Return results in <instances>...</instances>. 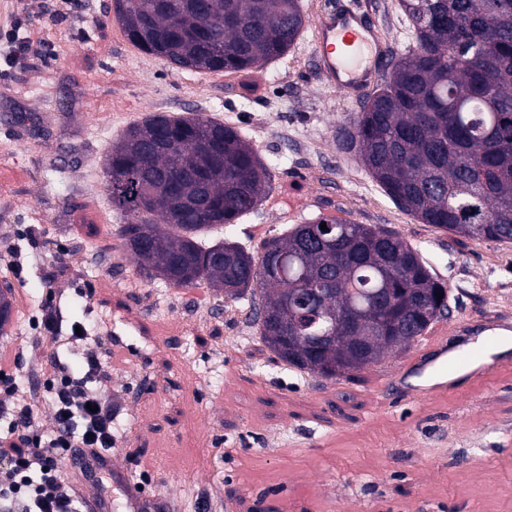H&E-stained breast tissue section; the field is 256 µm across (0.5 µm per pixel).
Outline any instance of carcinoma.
I'll return each mask as SVG.
<instances>
[{"instance_id": "cac0c4a2", "label": "carcinoma", "mask_w": 512, "mask_h": 512, "mask_svg": "<svg viewBox=\"0 0 512 512\" xmlns=\"http://www.w3.org/2000/svg\"><path fill=\"white\" fill-rule=\"evenodd\" d=\"M114 0L129 42L184 71L249 73L304 26L300 0ZM415 46L368 95L341 149L403 210L474 240L512 241V0H400ZM117 234L168 286L207 284L237 302L278 359L349 377L409 347L449 314L420 252L377 225L294 224L254 255L206 235L256 211L267 165L238 129L201 112L155 114L105 155ZM326 223V229L320 224ZM329 284L313 299L309 289ZM332 336L313 355L301 337Z\"/></svg>"}]
</instances>
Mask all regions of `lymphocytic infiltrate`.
<instances>
[{
    "mask_svg": "<svg viewBox=\"0 0 512 512\" xmlns=\"http://www.w3.org/2000/svg\"><path fill=\"white\" fill-rule=\"evenodd\" d=\"M31 22V16L20 17L0 32L1 66L12 70L26 63L32 52ZM99 344L87 332L70 334L68 348L80 353L74 374L57 359L47 361L44 397L54 420L51 433L41 431L29 408L0 402V417L8 421L0 431V496H10L8 512H81L60 462L82 461L87 448L108 455L116 445L115 409L97 388L111 376L110 365L97 352Z\"/></svg>",
    "mask_w": 512,
    "mask_h": 512,
    "instance_id": "obj_1",
    "label": "lymphocytic infiltrate"
}]
</instances>
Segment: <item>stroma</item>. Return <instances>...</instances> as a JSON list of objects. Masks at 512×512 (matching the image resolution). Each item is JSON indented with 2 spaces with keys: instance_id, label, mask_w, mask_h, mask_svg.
<instances>
[{
  "instance_id": "stroma-1",
  "label": "stroma",
  "mask_w": 512,
  "mask_h": 512,
  "mask_svg": "<svg viewBox=\"0 0 512 512\" xmlns=\"http://www.w3.org/2000/svg\"><path fill=\"white\" fill-rule=\"evenodd\" d=\"M38 2L0 0V30L34 17L25 66L0 73V250L23 266L18 276L0 265V289L28 297L12 308L20 331L0 344L20 365L47 360L56 350L37 320L48 304L104 337L112 455L131 472L130 483L106 485L112 512H131V483L169 512H512V364L427 398L388 388L420 347L475 349L493 315L512 317V242L453 234L399 208L337 145L359 98L314 70L310 21L324 7L355 5L390 56L408 54L414 40L399 0H301L296 43L249 75L172 69L127 40L112 0L78 12L49 0L51 14L39 19ZM160 112L222 114L268 166V193L225 237L259 247L318 218L387 227L445 284L449 315L399 357L323 379L291 375L229 317L195 327L198 288H171L172 302L154 307L162 282L117 235L102 159L130 124ZM60 257L67 275L46 284ZM218 342L224 366L214 369Z\"/></svg>"
}]
</instances>
